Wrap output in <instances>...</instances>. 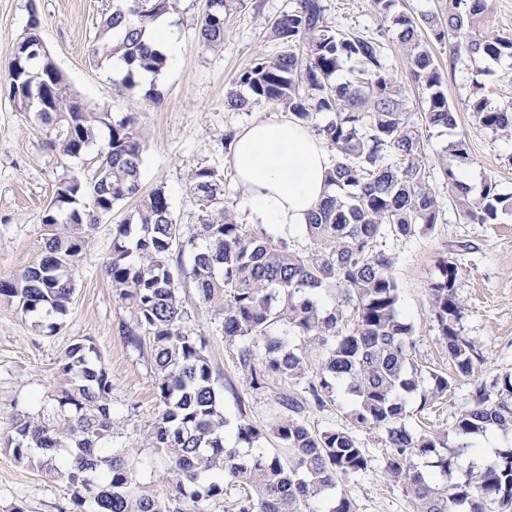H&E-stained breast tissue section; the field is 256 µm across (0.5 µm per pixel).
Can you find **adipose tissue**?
Masks as SVG:
<instances>
[{
    "instance_id": "ef3b65f1",
    "label": "adipose tissue",
    "mask_w": 512,
    "mask_h": 512,
    "mask_svg": "<svg viewBox=\"0 0 512 512\" xmlns=\"http://www.w3.org/2000/svg\"><path fill=\"white\" fill-rule=\"evenodd\" d=\"M242 200L253 223L284 238L304 228L330 191L322 139L295 120H261L245 127L232 146Z\"/></svg>"
}]
</instances>
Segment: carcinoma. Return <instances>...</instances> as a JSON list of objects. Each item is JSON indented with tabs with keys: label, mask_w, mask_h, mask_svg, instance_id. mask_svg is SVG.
Returning <instances> with one entry per match:
<instances>
[{
	"label": "carcinoma",
	"mask_w": 512,
	"mask_h": 512,
	"mask_svg": "<svg viewBox=\"0 0 512 512\" xmlns=\"http://www.w3.org/2000/svg\"><path fill=\"white\" fill-rule=\"evenodd\" d=\"M229 2L209 3L199 27L205 45L224 42ZM171 4L125 0L104 18L92 58L100 64L118 58L128 86L141 74L159 73L166 57L155 49L147 28ZM489 13V0H448L445 12H429L418 20L394 17L414 81L428 91L425 127L452 129L457 121L421 30H429L439 42L453 39L456 51L475 63L512 58V37L486 29ZM269 31L283 50L272 58L259 57L243 70L225 104L248 112L278 102L301 123L312 110L333 114L320 134L336 152L327 175L336 190L311 213L305 229L312 247L303 253L243 224L231 208L221 205L224 190L214 171L196 169L190 190L202 206L198 235L206 241L192 266L200 299L224 316L225 341L252 337L265 342L261 357L248 347L239 353V365L255 390L269 388L274 380L305 378V357L284 338L271 335L277 326H287L311 345L329 348L318 382L309 384L314 403L320 407L341 390L351 402L353 424L384 433L389 448L384 469L405 486L416 512H512L511 447L492 461L470 462L466 478L450 487L427 478L413 462L416 456L433 454L446 477L461 457L472 454L471 436L489 427L511 432L512 376L494 383V399L485 386L475 389L473 405L453 426L458 443L448 455L439 453L444 443L438 436L413 434L406 427L405 399L420 382L410 353L413 327L399 310L392 260L377 246L389 234L432 229L439 205L429 184L422 133L410 121L384 47L368 36L336 32L323 0H297L293 10L269 24ZM38 40L33 25L15 44L5 84L9 97L50 125L51 146L66 156L79 155L100 129L109 134L108 150L90 180L72 174L57 183L56 204L42 217L51 234L40 262L0 279V297L17 302L24 313L59 318L67 313L74 267L95 224L140 191L141 131L135 113L90 111L64 81L49 111H40L36 74L51 62L27 51V43ZM347 62L357 64V78L332 82ZM473 108L484 127L512 130V108H491L481 97L475 98ZM468 158L467 142L459 138L438 161L463 220L490 224L498 212H512V197L496 193L493 182L474 197L456 179L452 162ZM180 238L165 190L156 188L140 198L133 221L114 228L105 265L119 300L132 309L137 329L152 341L164 405L152 438L166 458V482L180 494L188 492L194 503L230 496L231 512H309L311 501L335 489L339 479L366 471L370 459L345 430H309L298 418L302 402L283 394L276 400L286 414L265 429L244 420L235 432V442L249 445L270 435L279 452L246 457L226 442L227 421L218 409L204 342L187 328L188 314L175 287L171 261ZM439 271L430 287L429 308L448 362L457 373L468 375L481 356L462 335L459 267L444 259ZM321 295L332 299L331 308L320 304ZM59 380L57 417L47 422L19 417L6 435L4 444L14 459L28 465L32 449H39L38 467L64 483L75 503L91 501L92 512H182L141 489L129 457L104 454L101 442L112 436L114 426L112 380L93 343L69 346ZM62 448L68 458L60 463Z\"/></svg>",
	"instance_id": "cac0c4a2"
}]
</instances>
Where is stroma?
I'll list each match as a JSON object with an SVG mask.
<instances>
[{"label": "stroma", "mask_w": 512, "mask_h": 512, "mask_svg": "<svg viewBox=\"0 0 512 512\" xmlns=\"http://www.w3.org/2000/svg\"><path fill=\"white\" fill-rule=\"evenodd\" d=\"M296 0H235L224 25V42L206 46L199 41V25L207 0H173L166 15L181 45L176 60L159 75L137 79L134 87L122 83L119 65L97 64L90 49L99 35L100 19L118 0H0V80L7 75L13 45L37 26L46 51L71 90L89 109L115 114L133 112L143 133L142 192L163 188L180 226L182 254L174 255L177 293L188 311L189 326L205 340L215 388L234 434L240 420L265 427L282 414L275 394L297 397L304 404L301 421L310 429H343L354 435L371 460L361 474L343 477L339 492L356 505V512H414L405 487L384 472L388 453L379 432L353 426L344 395L317 406L307 380L272 382L270 390H253L239 363V344L224 340L222 319L199 298L191 274L192 257L205 242L198 234L201 207L189 190L192 170L213 169L224 189L223 201L242 222L250 214L242 204L232 162V144L225 134L239 133L258 119L287 120L283 106L270 103L251 111L232 110L225 95L239 73L255 58L273 57L279 45L270 39L267 24L292 10ZM332 26L358 32L383 44L392 75L402 90L414 123H421L428 92L412 79L406 51L398 39L395 16L420 17L439 9L445 0H396L389 15L379 14L372 0H324ZM439 66L443 88L453 108L455 129L424 130L428 161H436L448 144L466 138L470 158L456 175L469 179L473 193L492 180L499 194L512 195V134L492 133L476 119L472 103L483 97L489 106L512 105V58H503L491 72L477 70L467 56H454L451 41H427ZM155 89L160 99L143 95ZM108 144L107 130L80 155H62L47 145V128L34 113L24 112L0 87V277L39 263L50 228L42 216L58 181L70 174L91 177ZM430 185L441 208L431 230L411 237L389 236L379 248L393 262L399 305L414 326L412 360L424 380L407 398L409 425L453 441L457 416L472 404L478 385L492 386L512 374V213L499 214L491 224H468L459 218L442 176ZM136 199L129 198L103 216L92 232V242L73 272L74 290L62 324L54 333L43 331L35 316L17 303L0 299V434L20 416L55 415L52 395L58 385V367L66 349L90 340L112 380L111 411L114 428L105 441L108 451L134 460L144 490L171 497L158 476L165 459L149 442V434L163 405L156 384L149 344L134 347L126 338L132 315L116 295L104 265L112 249V230L132 217ZM455 261L460 270L457 294L463 306L462 333L482 355L469 375L453 374L428 308L429 288L438 276L440 259ZM450 373L454 381L441 399L424 403L431 388L429 372ZM0 512H82L67 487L36 465L15 461L0 444Z\"/></svg>", "instance_id": "obj_1"}]
</instances>
